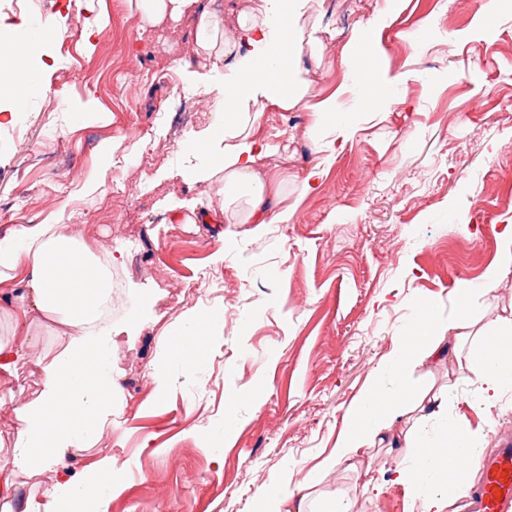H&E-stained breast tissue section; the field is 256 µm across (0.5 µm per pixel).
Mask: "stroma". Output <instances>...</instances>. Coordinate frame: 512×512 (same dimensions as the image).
I'll return each mask as SVG.
<instances>
[{"instance_id": "35a3bbf8", "label": "stroma", "mask_w": 512, "mask_h": 512, "mask_svg": "<svg viewBox=\"0 0 512 512\" xmlns=\"http://www.w3.org/2000/svg\"><path fill=\"white\" fill-rule=\"evenodd\" d=\"M484 3L403 0L389 13L385 0H323L334 44L319 58L303 50L302 62L311 97L335 96L350 133L334 135L306 111L264 113L260 137L288 145L265 166L279 200L298 210L290 223L258 229L199 223L222 198L216 186L181 176L194 159L173 148L179 132L163 118L172 87L209 92L184 66L195 48L189 22L144 27L127 0H57L47 15L53 36L34 45L45 68L42 93L26 105L29 135L14 134L10 105L0 101V208L11 210L0 230L71 203L87 244L135 239L117 277L163 296L159 323L113 353L120 429L75 451L63 472L92 469L111 449L122 466L108 512H254L258 488L278 491L312 470L319 500L342 494L354 512H411V492L392 479L398 452L372 448L367 476L328 457L368 381L396 388L384 361L417 304L454 314L456 287L496 262L512 224V4L487 34L478 25ZM374 18L393 84L387 103L364 112L338 89L348 40ZM452 31L460 34L453 42ZM106 139L120 143L118 162L143 139L147 153L168 157L146 175L124 166L129 197L106 184L70 202ZM71 160L75 178L48 191L53 164ZM317 165L324 173L304 192ZM173 200L189 204L178 224L165 221ZM196 306L223 311L224 327L210 341L206 371L193 377L158 337ZM158 369L171 380L162 397ZM412 377L447 401L450 417L481 431L486 455L512 439V392L488 413L472 373L449 383L442 362ZM230 402L239 429L228 448L219 434Z\"/></svg>"}]
</instances>
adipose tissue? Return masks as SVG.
<instances>
[{
  "label": "adipose tissue",
  "mask_w": 512,
  "mask_h": 512,
  "mask_svg": "<svg viewBox=\"0 0 512 512\" xmlns=\"http://www.w3.org/2000/svg\"><path fill=\"white\" fill-rule=\"evenodd\" d=\"M135 8L141 21L154 26L192 21L199 48L197 68H207L213 58L226 61L209 125L184 144L195 159L194 165L184 170V179L221 184L228 194L227 208L204 214V223L234 220L229 207L240 201L246 205V223H288L295 209L278 208V193L263 164L279 147L256 135L262 113L272 107L283 112L308 109L327 119L340 136H347L350 130L348 120L336 108L335 96L314 104L308 101L302 51L308 47L320 55L326 49L320 37L321 20L312 14L310 0H260L259 6L239 12L232 40L224 34L223 13L204 7L201 0H136ZM345 58L350 79L345 92L357 97L366 110L378 108L389 78L374 24L359 28L345 49ZM39 64L26 41H15L12 63L0 72V87L22 99ZM117 261L110 249L90 247L73 225L58 219L30 220L0 232V282L18 285L8 300L0 301V318L10 324L9 334L0 336V375H12L32 361L42 374L37 397L16 403L14 439L0 448V458L5 461L0 467V512H108L117 467L112 454H104L87 475L63 480L40 495H18L16 477L58 468L70 450L93 447L106 431L119 426L114 418L118 377L112 350L121 336L134 335L142 323L153 319L156 299L143 289H126L130 309L120 322H113L112 268ZM510 266L511 224L502 234L497 263L482 275L481 288H457L458 311L448 322L454 333L452 341L440 336L433 303L420 305L409 328L395 339L389 364L402 382L390 405L379 404V385L369 381L345 418L329 456L331 463L369 470L366 449L385 434L405 459L395 472L396 482L413 484L426 471L443 475L436 489L421 498L419 512H445L452 500L465 494L464 485L451 481L449 475L460 459L476 458L480 432L458 422L436 442L428 441L414 424L394 433L389 408L408 404L440 412L441 400L420 393L407 375L416 366L460 353L470 340L479 343L481 407L496 406L503 392L512 388V354L502 352L512 343V317L502 318L493 334L474 331L469 320L480 290L494 288L501 269ZM45 320L63 327L65 334L61 350L52 356L39 352L38 327ZM223 323V312L195 307L178 317L176 332H162L158 344L199 373L207 366L205 339L219 335Z\"/></svg>",
  "instance_id": "1"
}]
</instances>
